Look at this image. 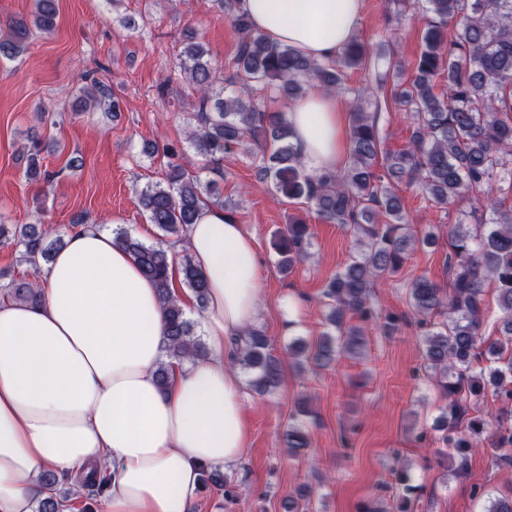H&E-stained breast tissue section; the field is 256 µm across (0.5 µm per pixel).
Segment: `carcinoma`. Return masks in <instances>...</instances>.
<instances>
[{"mask_svg":"<svg viewBox=\"0 0 512 512\" xmlns=\"http://www.w3.org/2000/svg\"><path fill=\"white\" fill-rule=\"evenodd\" d=\"M242 36L231 61L238 93L223 97L216 84L224 83L218 69L206 60L208 51L191 41L179 53L177 68L199 94L194 125L188 141L196 153L219 172L224 155L252 148L262 151L260 173L275 194L302 200L324 222L348 228L358 254L342 272L329 280L322 292L329 309V330L314 344L296 341L285 356L274 352L263 330L251 328L237 345L233 364L250 374L249 391L265 394L279 388L285 364L296 371L326 368L341 354L357 355L367 348L360 325L374 317L376 281L399 271L415 244L432 246L433 231L418 238L409 229L393 183L416 185L432 201L447 207L469 196L484 212L487 222L448 227L450 288L421 277L408 288L414 315L425 333L421 340L424 367L445 397L450 415L440 418L443 443L461 458L478 447L491 422L480 413H469L459 399L477 398L491 389L512 401V0H393L398 13L410 5L426 17L424 48L407 80L386 88L379 81L368 89L381 102L411 117L407 148L386 152L376 116L356 99L347 165L335 171L307 166L297 145L287 113L267 105L268 88L275 98L293 103L318 84L339 88L343 70L368 68L369 52L354 38L335 57L325 61L308 58L295 48L271 42L255 32L239 8V0H213ZM33 23L12 19L0 29V57L12 60L27 50L33 32L50 34L56 23L58 0H35ZM90 105L114 112L111 93L100 84L86 92ZM42 142L33 141L24 175L31 182L49 181L41 171ZM172 158L164 182L139 190V201L150 223L161 232L160 242L147 245L126 231L115 233L116 243L129 252L158 289L166 320L165 360L159 363L160 385L168 383L173 362H198L207 350L195 324L188 317L173 287L174 273L205 307L206 279L196 263L185 256L178 271L168 243L182 241L201 209L213 205L234 212L224 199L219 181H201L174 161L173 145L164 147ZM67 232L49 238L42 224H0V244L19 251L20 258L40 268L64 244ZM313 232L311 225L292 219L277 232L278 267L287 273L307 260ZM495 291L504 312L498 338L483 346L478 330L485 289ZM7 300L33 304L40 300L37 279L11 280L4 288ZM442 314L445 320L432 322ZM288 453L304 455L308 433L300 425L288 427ZM57 479L45 482L44 495L34 512H63L66 498L55 491ZM202 489H218L224 499L236 501L244 489L220 468L201 469Z\"/></svg>","mask_w":512,"mask_h":512,"instance_id":"cac0c4a2","label":"carcinoma"}]
</instances>
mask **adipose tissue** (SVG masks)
<instances>
[{
  "label": "adipose tissue",
  "instance_id": "1",
  "mask_svg": "<svg viewBox=\"0 0 512 512\" xmlns=\"http://www.w3.org/2000/svg\"><path fill=\"white\" fill-rule=\"evenodd\" d=\"M362 0H240L256 31L323 61L354 36ZM288 118L303 157L337 168L345 115L313 92ZM185 246L208 281L206 361L156 370L165 323L157 290L113 235L82 224L42 270L38 304L0 302V512H32L35 481L109 465L108 512H190L202 466L232 472L247 444L248 397L229 365L260 305L261 263L242 224L202 209Z\"/></svg>",
  "mask_w": 512,
  "mask_h": 512
}]
</instances>
